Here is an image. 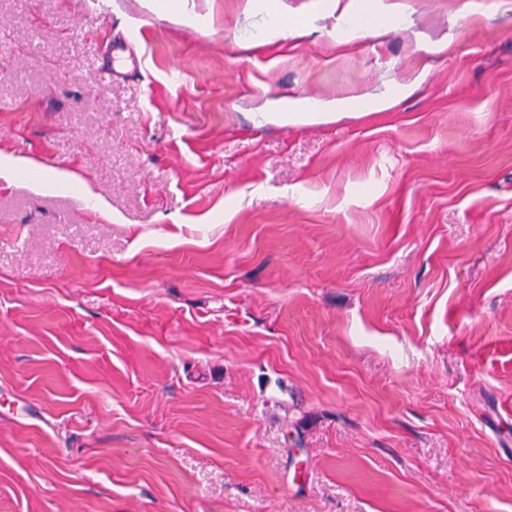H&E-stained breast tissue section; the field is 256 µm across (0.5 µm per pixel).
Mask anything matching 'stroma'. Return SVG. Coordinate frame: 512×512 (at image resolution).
Listing matches in <instances>:
<instances>
[{
    "mask_svg": "<svg viewBox=\"0 0 512 512\" xmlns=\"http://www.w3.org/2000/svg\"><path fill=\"white\" fill-rule=\"evenodd\" d=\"M87 2L0 0L109 212L0 180V512H512V0ZM126 53L127 49L124 44L112 45L111 41L110 46L105 52L107 54V61L100 67L103 81L111 82L114 76L125 74V71L129 68L131 70L139 68L140 61Z\"/></svg>",
    "mask_w": 512,
    "mask_h": 512,
    "instance_id": "1",
    "label": "stroma"
}]
</instances>
